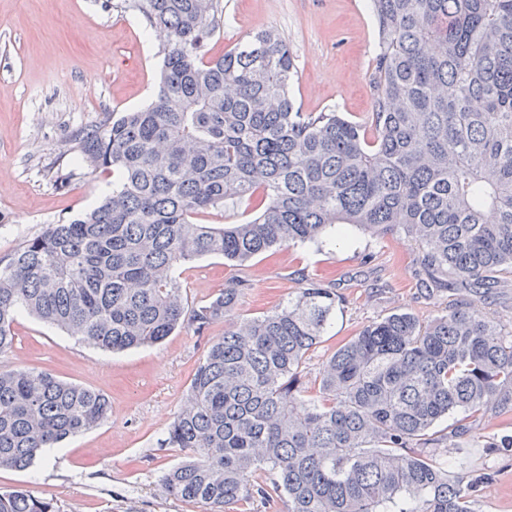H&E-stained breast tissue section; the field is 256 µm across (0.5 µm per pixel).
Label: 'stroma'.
Masks as SVG:
<instances>
[{"label": "stroma", "mask_w": 512, "mask_h": 512, "mask_svg": "<svg viewBox=\"0 0 512 512\" xmlns=\"http://www.w3.org/2000/svg\"><path fill=\"white\" fill-rule=\"evenodd\" d=\"M208 49L218 56L259 29L288 40L299 79L291 94L306 112L333 109L366 121L376 33L367 0H221ZM163 40L126 0H0V256L47 225L99 204L112 178L77 163L74 134L147 106L159 80ZM70 173L59 186L58 173ZM417 247L402 233L371 236L349 229L323 246L281 248L248 265L206 257L184 265V297L196 304L229 278L247 280L234 313L254 317L283 305L302 278L331 281L343 306L304 368L321 362L364 325L396 311L427 322L462 299L456 287L426 296ZM0 369L36 368L107 394L112 412L98 426L47 448L26 469H0V490L25 489L54 500L60 512H209L208 505L164 493L166 472L184 449L161 447L209 342L187 327L164 342L110 352L79 341L27 313L14 326ZM449 459L487 472L475 512H512V451L448 448Z\"/></svg>", "instance_id": "stroma-1"}]
</instances>
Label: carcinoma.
<instances>
[{
	"label": "carcinoma",
	"mask_w": 512,
	"mask_h": 512,
	"mask_svg": "<svg viewBox=\"0 0 512 512\" xmlns=\"http://www.w3.org/2000/svg\"><path fill=\"white\" fill-rule=\"evenodd\" d=\"M165 32L153 101L76 134L112 194L0 257V355L19 310L95 347L125 351L227 320L246 283L188 305L177 270L205 256L244 266L279 247L357 228L402 231L431 286L477 294L512 277V0H370L372 112H303L297 69L274 28L206 56L220 0H131ZM235 200L239 224L195 216ZM342 300L307 279L288 303L232 324L198 363L162 445L190 456L168 494L224 512L271 494L287 512H474L491 475L439 452L480 443L477 417L512 411V332L472 300L422 323L392 313L303 368ZM101 392L44 370H0V468L107 419ZM0 512H59L24 490Z\"/></svg>",
	"instance_id": "carcinoma-1"
}]
</instances>
